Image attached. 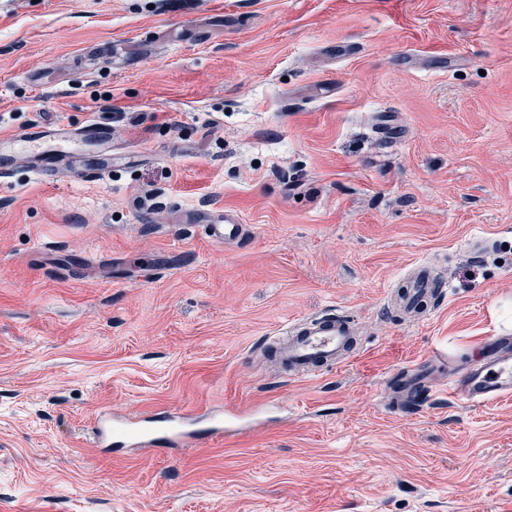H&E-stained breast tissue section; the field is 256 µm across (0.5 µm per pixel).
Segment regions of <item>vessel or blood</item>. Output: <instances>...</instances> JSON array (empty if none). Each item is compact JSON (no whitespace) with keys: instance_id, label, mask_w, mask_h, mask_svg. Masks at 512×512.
I'll return each instance as SVG.
<instances>
[{"instance_id":"b4317fda","label":"vessel or blood","mask_w":512,"mask_h":512,"mask_svg":"<svg viewBox=\"0 0 512 512\" xmlns=\"http://www.w3.org/2000/svg\"><path fill=\"white\" fill-rule=\"evenodd\" d=\"M35 137L52 141L106 142V129L90 124L67 132L56 126H42ZM66 153L56 147L43 151L33 161L37 174L47 176L65 161ZM438 286L437 277L429 265H418L407 278V285L398 292L397 305L409 314L419 313L425 299ZM277 354L290 375L297 378L315 376L324 368H341L357 354L353 322L339 314L312 316L292 324L287 336L279 343ZM448 390L472 405L490 407L512 398V338L500 337L497 348L484 357L482 363L456 372L448 378ZM94 436L100 448L111 449L114 441L129 447L178 446L190 447L197 440L190 420L181 414H166L150 420H118L111 413H100L95 422Z\"/></svg>"}]
</instances>
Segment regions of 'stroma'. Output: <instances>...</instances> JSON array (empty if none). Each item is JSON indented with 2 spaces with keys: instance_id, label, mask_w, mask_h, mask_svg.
<instances>
[{
  "instance_id": "stroma-1",
  "label": "stroma",
  "mask_w": 512,
  "mask_h": 512,
  "mask_svg": "<svg viewBox=\"0 0 512 512\" xmlns=\"http://www.w3.org/2000/svg\"><path fill=\"white\" fill-rule=\"evenodd\" d=\"M90 120L77 165L0 175V512H512V400L430 359L512 334V0H0V135ZM327 311L360 354L283 378L266 343ZM163 410L195 446H94ZM225 224H220V223ZM211 235L215 240L222 242H232L239 239L242 235L243 225L239 224V220L230 214L224 215V220L218 221V224H211ZM435 288H438L436 274L428 264H420L410 272L406 287L397 293L395 301L406 313L416 314Z\"/></svg>"
}]
</instances>
